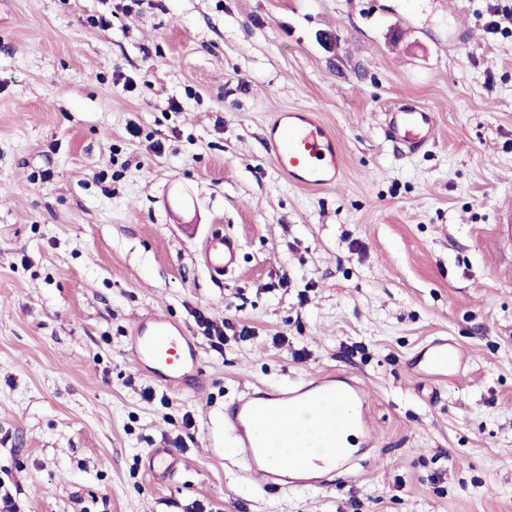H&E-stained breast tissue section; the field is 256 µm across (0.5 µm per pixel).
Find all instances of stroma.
<instances>
[{
    "mask_svg": "<svg viewBox=\"0 0 512 512\" xmlns=\"http://www.w3.org/2000/svg\"><path fill=\"white\" fill-rule=\"evenodd\" d=\"M512 0H8L0 8V496L19 512H512ZM122 11H115V4ZM111 17L109 29L98 20ZM434 139L386 131L399 102ZM305 109L342 172L308 188L264 137ZM217 233L235 273L200 260ZM200 391L128 348L146 315ZM231 320L214 349L198 316ZM248 336H238L239 327ZM445 336L464 368L414 376ZM335 371L377 446L328 487L266 489L224 406ZM192 425H185V415ZM179 462L165 482L153 449ZM390 136L415 151L428 144L434 131V113L427 107L402 104L387 112ZM239 241L226 235H215L208 239L201 251L203 265L214 276H224L238 266ZM129 348L138 365L162 374L168 387L202 389L204 383L195 374L197 350L180 325L155 316L142 319L133 330Z\"/></svg>",
    "mask_w": 512,
    "mask_h": 512,
    "instance_id": "obj_1",
    "label": "stroma"
}]
</instances>
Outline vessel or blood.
I'll list each match as a JSON object with an SVG mask.
<instances>
[{
    "mask_svg": "<svg viewBox=\"0 0 512 512\" xmlns=\"http://www.w3.org/2000/svg\"><path fill=\"white\" fill-rule=\"evenodd\" d=\"M391 137L417 150L433 136L435 118L426 107L406 103L388 114ZM268 146L281 172L295 184L325 187L335 183L341 167L335 134L308 111L278 113L267 126ZM240 243L236 238L216 235L208 239L200 257L215 276L238 266ZM129 348L138 365L162 374L168 387L201 389L195 374L198 353L183 328L165 318L150 316L133 330ZM464 358L448 338L439 337L418 349L409 360L413 374L444 378L459 371ZM369 395L354 378L329 372L279 389L248 390L224 409V427L233 438V453L248 471L261 475L267 486L278 489L323 487L338 471L349 472L369 454L376 434L369 422ZM319 412V426L303 430L297 418L304 411ZM307 448L303 462L272 465L277 448Z\"/></svg>",
    "mask_w": 512,
    "mask_h": 512,
    "instance_id": "b4317fda",
    "label": "vessel or blood"
}]
</instances>
